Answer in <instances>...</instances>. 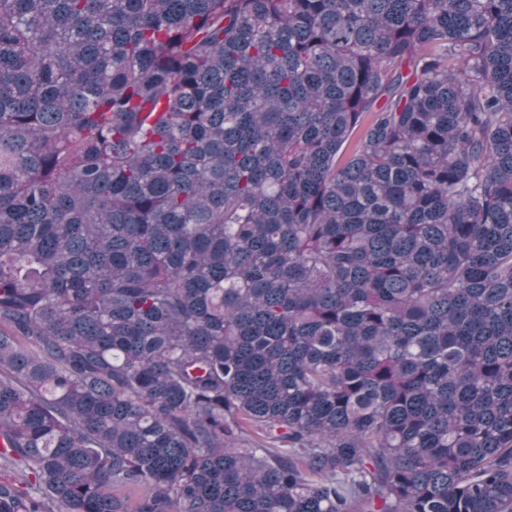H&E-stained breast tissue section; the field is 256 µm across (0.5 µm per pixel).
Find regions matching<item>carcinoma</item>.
Here are the masks:
<instances>
[{"label":"carcinoma","instance_id":"cac0c4a2","mask_svg":"<svg viewBox=\"0 0 512 512\" xmlns=\"http://www.w3.org/2000/svg\"><path fill=\"white\" fill-rule=\"evenodd\" d=\"M0 512H512V0H0Z\"/></svg>","mask_w":512,"mask_h":512}]
</instances>
